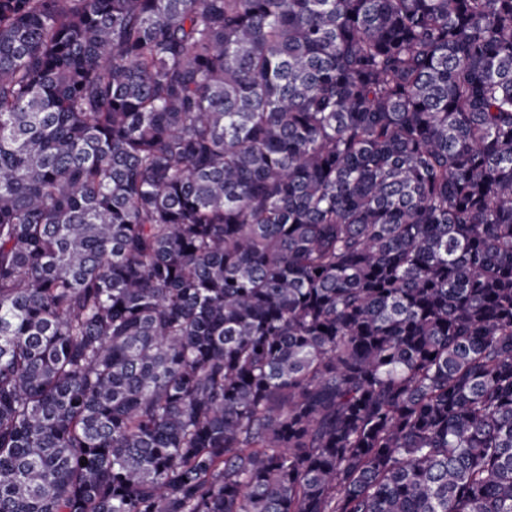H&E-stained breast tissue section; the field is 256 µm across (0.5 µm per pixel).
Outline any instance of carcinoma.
<instances>
[{"label": "carcinoma", "instance_id": "cac0c4a2", "mask_svg": "<svg viewBox=\"0 0 512 512\" xmlns=\"http://www.w3.org/2000/svg\"><path fill=\"white\" fill-rule=\"evenodd\" d=\"M0 512H512V0H0Z\"/></svg>", "mask_w": 512, "mask_h": 512}]
</instances>
